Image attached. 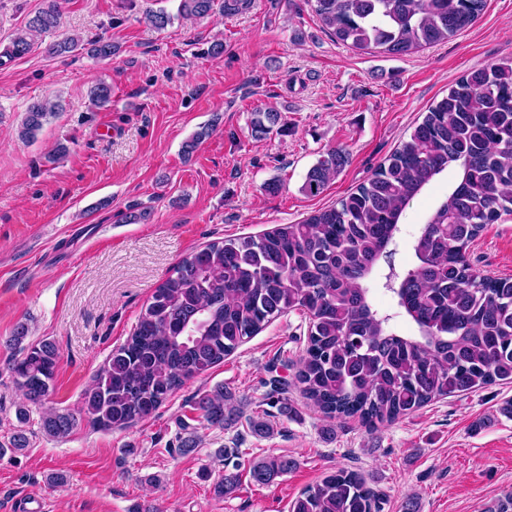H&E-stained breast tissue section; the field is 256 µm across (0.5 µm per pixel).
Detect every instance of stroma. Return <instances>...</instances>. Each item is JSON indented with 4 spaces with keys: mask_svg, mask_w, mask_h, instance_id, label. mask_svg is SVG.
<instances>
[{
    "mask_svg": "<svg viewBox=\"0 0 512 512\" xmlns=\"http://www.w3.org/2000/svg\"><path fill=\"white\" fill-rule=\"evenodd\" d=\"M43 0H0V512L24 498L43 512H288L306 486L345 467L383 498V512H486L512 490V384L435 400L371 431L324 418L296 382L308 320L291 311L224 362L187 380L159 409L125 430L90 424L85 391L132 333L154 289L181 258L224 238L296 224L364 182L469 71L512 56V0H487L470 28L402 56L365 53L325 33L306 0H254L246 12L193 20L180 0H64L55 34L20 57L3 51ZM170 17L155 29L148 11ZM102 38L112 58L52 40ZM223 41V55L207 50ZM112 86L108 107L90 97ZM56 104L36 139L22 141L29 104ZM281 118L263 138L256 111ZM213 131L192 153L204 125ZM67 151L55 157L58 145ZM348 163L316 197L301 187L330 149ZM439 176L401 218L395 264L445 199ZM278 185L266 191L267 183ZM468 259L483 274L512 277V216L486 225ZM26 343L53 342L56 377L45 404L28 401L10 372ZM24 342V343H25ZM224 386L241 418L209 426L194 403ZM74 414L64 437L41 428L45 408ZM265 416L267 436L249 421ZM26 445H12L14 435ZM196 436L194 451L179 441ZM286 455L297 465L269 485L252 460ZM234 472L231 497L217 484Z\"/></svg>",
    "mask_w": 512,
    "mask_h": 512,
    "instance_id": "35a3bbf8",
    "label": "stroma"
}]
</instances>
